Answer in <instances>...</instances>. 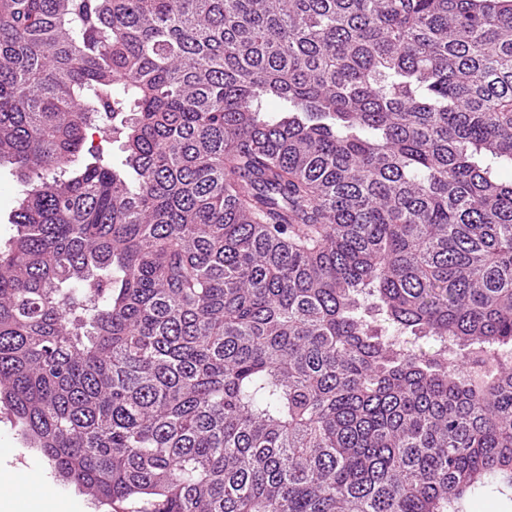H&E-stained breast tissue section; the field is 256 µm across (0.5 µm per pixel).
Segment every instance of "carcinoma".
Wrapping results in <instances>:
<instances>
[{"label": "carcinoma", "instance_id": "cac0c4a2", "mask_svg": "<svg viewBox=\"0 0 512 512\" xmlns=\"http://www.w3.org/2000/svg\"><path fill=\"white\" fill-rule=\"evenodd\" d=\"M2 163L0 404L99 503L512 489V0H0ZM19 189L17 173L10 164L0 167V236L1 239L12 233L9 217L15 205V198Z\"/></svg>", "mask_w": 512, "mask_h": 512}]
</instances>
